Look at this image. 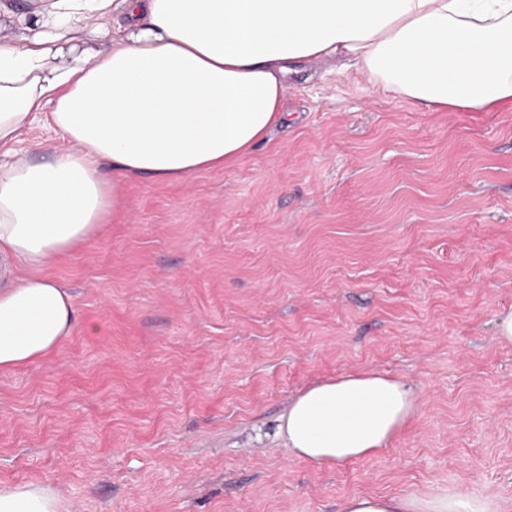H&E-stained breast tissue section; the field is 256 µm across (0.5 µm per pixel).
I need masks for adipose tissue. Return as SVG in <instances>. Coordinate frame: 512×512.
Here are the masks:
<instances>
[{"instance_id":"1","label":"adipose tissue","mask_w":512,"mask_h":512,"mask_svg":"<svg viewBox=\"0 0 512 512\" xmlns=\"http://www.w3.org/2000/svg\"><path fill=\"white\" fill-rule=\"evenodd\" d=\"M23 43L0 39V370L72 335L71 295L47 270L91 242L124 180L224 168L285 120L295 65L331 61L425 111H512V0H32ZM102 50L76 40L89 20ZM58 143L17 159L24 129ZM416 407L405 383L360 372L308 388L279 432L316 465L373 458ZM0 512H66L39 483L0 485ZM342 512H498L473 494L354 495Z\"/></svg>"}]
</instances>
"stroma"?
<instances>
[{
  "label": "stroma",
  "mask_w": 512,
  "mask_h": 512,
  "mask_svg": "<svg viewBox=\"0 0 512 512\" xmlns=\"http://www.w3.org/2000/svg\"><path fill=\"white\" fill-rule=\"evenodd\" d=\"M235 164L128 180L52 265L77 325L0 373V483L68 512H339L458 492L512 512V111L425 112L352 69L291 75ZM377 371L416 410L380 455L296 458L308 387Z\"/></svg>",
  "instance_id": "35a3bbf8"
}]
</instances>
